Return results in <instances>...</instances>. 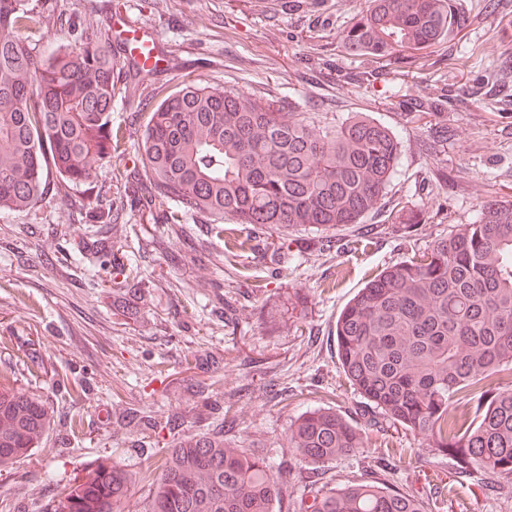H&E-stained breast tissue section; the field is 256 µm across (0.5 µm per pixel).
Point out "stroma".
Instances as JSON below:
<instances>
[{
	"label": "stroma",
	"mask_w": 512,
	"mask_h": 512,
	"mask_svg": "<svg viewBox=\"0 0 512 512\" xmlns=\"http://www.w3.org/2000/svg\"><path fill=\"white\" fill-rule=\"evenodd\" d=\"M81 24L112 27L124 62L133 34L113 14L140 24L161 57L150 74L129 69L135 96L116 98L111 121L125 134L119 153L99 162L91 183H50L22 214L0 213V372L42 400L49 424L31 456L0 475V503L44 512L89 462L107 461L134 482L121 512H147L150 483L169 448L197 433L250 446L273 467L289 465L288 433L304 411L333 408L361 424L375 409L351 388L337 359V316L390 264L411 258L453 225L473 221L490 200L512 201V0H465L469 17L449 41L416 52L410 69L337 46L343 23L364 0H69ZM388 75H381V67ZM378 70L364 86L358 73ZM187 76L221 91L276 96L285 111L316 126L363 112L397 136L401 152L384 205L348 229L298 228L278 251L224 258V245L249 234L225 220L223 239L202 216L164 224L171 201L151 216L127 204L115 223H85L78 204L92 188L123 197L138 165L148 102ZM448 96L440 118L448 139L413 122L412 99ZM419 223L404 224L400 207ZM102 251L77 254L79 241ZM134 265L124 279L119 265ZM140 290L138 318L112 303ZM198 380L230 402V413L191 416L183 385ZM155 419L159 433L129 423ZM186 415L166 429L168 417ZM363 457H343L335 478H370L389 466L388 486L421 498L428 512H512V484L488 490L458 477L454 461L394 425L364 435Z\"/></svg>",
	"instance_id": "stroma-1"
}]
</instances>
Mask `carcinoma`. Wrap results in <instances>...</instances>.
Returning <instances> with one entry per match:
<instances>
[{
    "label": "carcinoma",
    "mask_w": 512,
    "mask_h": 512,
    "mask_svg": "<svg viewBox=\"0 0 512 512\" xmlns=\"http://www.w3.org/2000/svg\"><path fill=\"white\" fill-rule=\"evenodd\" d=\"M465 20L461 0H366L338 42L351 54L391 58L449 39ZM50 16L31 0H0V212L29 211L49 170L85 183L121 141L112 101L130 93L112 55V28H80L47 55L32 39ZM443 96L415 104L445 111ZM400 142L362 112L320 129L253 99L188 79L152 105L141 135L139 174L177 204L165 221L224 218L260 229L359 224L381 207ZM116 200L98 192L93 224L112 223ZM338 358L350 386L392 423L453 458L459 474L512 480V203L491 200L419 257L386 267L341 309ZM48 416L42 401L0 385V472L30 455ZM365 430L331 409L290 426V461L312 470L297 512H425L408 491L377 480L330 487L329 465L363 452ZM286 474L222 436L188 435L171 449L148 512H275ZM131 486L121 468L84 469L49 512H119Z\"/></svg>",
    "instance_id": "carcinoma-1"
}]
</instances>
